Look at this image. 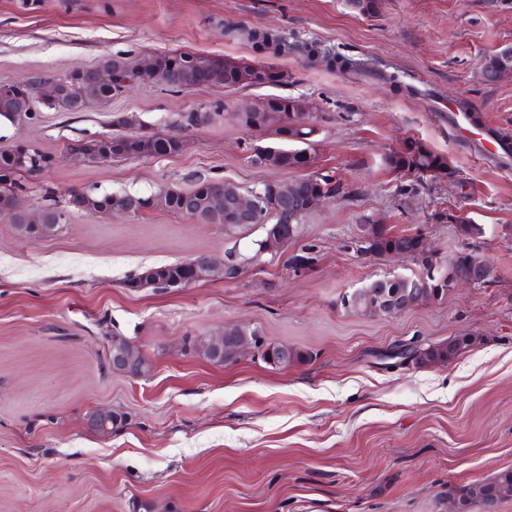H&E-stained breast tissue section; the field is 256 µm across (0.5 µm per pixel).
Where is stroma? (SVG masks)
<instances>
[{
  "mask_svg": "<svg viewBox=\"0 0 512 512\" xmlns=\"http://www.w3.org/2000/svg\"><path fill=\"white\" fill-rule=\"evenodd\" d=\"M228 23L285 30L375 70L359 80L298 52L276 61L290 79L274 92L306 100L313 167L340 191L307 214L287 250L258 262V224L228 231L160 209L73 210L61 232L33 238L0 217V512H448L456 487L512 468V163L448 118L465 101L487 131L512 136V78L488 83L480 71L484 56L512 44V0H383L374 16L345 0H0V84L57 78L113 54L263 61L225 38ZM389 73L410 91L386 84ZM264 95L135 84L83 112L43 108L1 126L0 143L53 159L17 177L30 210L73 188L149 195L207 178L250 191L298 177L248 161L270 139L236 112ZM190 111L213 118L184 133L179 154L95 167L70 153L122 134L114 115L172 135ZM409 137L447 156L452 177L392 171L386 158ZM459 217L482 236H461ZM370 220L420 233L443 265L479 255L496 278L395 317L354 313L345 295L422 272L412 257L361 252ZM304 248L314 263L292 271ZM230 253L244 267L234 282L129 285L150 266ZM232 323L306 362L276 370L247 353L216 365L185 344ZM465 335L472 347L442 365L386 357L399 344ZM116 336L143 350L146 376L113 373ZM99 408L125 426L90 431Z\"/></svg>",
  "mask_w": 512,
  "mask_h": 512,
  "instance_id": "35a3bbf8",
  "label": "stroma"
}]
</instances>
